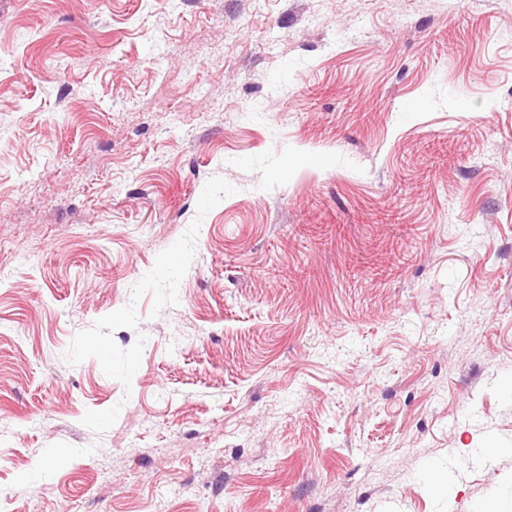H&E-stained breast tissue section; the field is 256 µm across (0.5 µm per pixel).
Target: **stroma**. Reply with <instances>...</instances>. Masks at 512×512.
<instances>
[{"mask_svg":"<svg viewBox=\"0 0 512 512\" xmlns=\"http://www.w3.org/2000/svg\"><path fill=\"white\" fill-rule=\"evenodd\" d=\"M508 378L512 0H0L9 512H512Z\"/></svg>","mask_w":512,"mask_h":512,"instance_id":"obj_1","label":"stroma"}]
</instances>
